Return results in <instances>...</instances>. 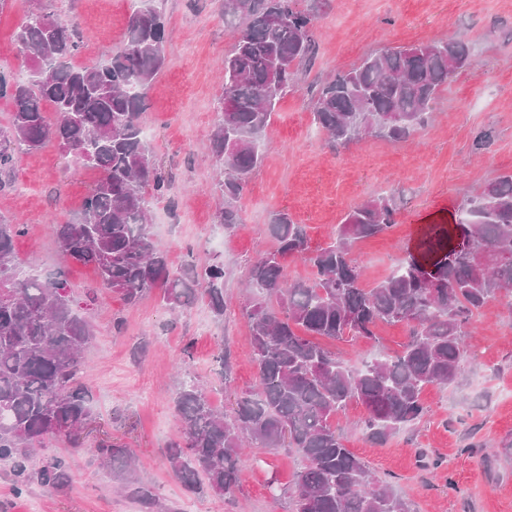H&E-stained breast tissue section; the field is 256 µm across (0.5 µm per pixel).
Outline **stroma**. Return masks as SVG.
I'll return each instance as SVG.
<instances>
[{
  "instance_id": "obj_1",
  "label": "stroma",
  "mask_w": 512,
  "mask_h": 512,
  "mask_svg": "<svg viewBox=\"0 0 512 512\" xmlns=\"http://www.w3.org/2000/svg\"><path fill=\"white\" fill-rule=\"evenodd\" d=\"M223 0H159L167 19L164 67L147 90L146 136L172 178V201L152 206L156 246L174 266L188 255L204 259L213 248L216 187L211 135L221 94L218 67L234 43L224 25ZM76 22L88 65L120 46L130 0H7L0 8V70L25 63L15 33L34 6ZM318 50L304 66L297 91L278 105L267 131L266 156L239 202L243 224L222 233L223 319L196 302L174 314L150 295L137 305L100 288L92 267L67 263L53 243L52 220L76 214L98 179L91 168L67 167L48 146L19 157L0 188V218L26 225L16 240L21 259L53 274L65 271L71 293L92 319L96 336L83 353L96 424L85 445L66 450L71 480L62 489L32 487L15 494L0 464V512H147L133 495L150 484L165 512H292L300 456L291 448H255L240 472L233 499L185 491L165 450L179 430L173 399L195 378L214 405L230 409L235 393L251 389L257 368L242 308L249 261L273 250L266 226L288 210L304 224L310 248L332 242L357 204L396 193L393 228L355 243L352 256L365 285L385 277L413 249L421 227L451 224L465 195L512 171V0H326L317 22ZM469 39L474 69L456 76L434 105L429 125L405 142L372 136L331 147L313 120L311 91L366 54L390 45ZM490 143L478 148L476 135ZM373 341H333L329 347L351 367L397 354L407 339L402 324H382ZM472 356L454 384L423 394L427 413L386 445L363 434L364 407L350 403L334 424L347 448L380 477L390 478L414 512H512V309L493 301L468 328ZM231 356L230 383L217 376L213 356ZM109 440L130 448L135 470L117 477L103 468L94 445ZM438 468L420 466V458Z\"/></svg>"
}]
</instances>
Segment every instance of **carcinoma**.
<instances>
[{
  "label": "carcinoma",
  "instance_id": "obj_1",
  "mask_svg": "<svg viewBox=\"0 0 512 512\" xmlns=\"http://www.w3.org/2000/svg\"><path fill=\"white\" fill-rule=\"evenodd\" d=\"M316 19L295 0H224V24L236 39L224 55L212 151L224 175L217 225L226 232L242 223L239 201L262 165L276 106L316 54ZM165 28L159 9L139 7L107 61L77 65L76 26L30 12L16 41L33 78L0 75V98L13 105L11 125L0 129V175L19 154L50 141L67 163L97 170L80 211L50 225L62 258L93 265L100 287L128 304L159 288L169 311L201 299L221 319L223 256L175 268L153 240L151 203L169 196L170 181L143 119L146 91L165 62ZM472 68V48L462 38L388 47L324 83L313 118L334 145L362 136L405 141L428 125L448 82ZM397 210L393 192L366 200L346 213L335 241L313 252L304 225L286 211L273 215L268 231L277 247L245 272L256 386L236 397L231 416L192 378L174 399L180 427L166 459L187 490L233 495L248 442L293 448L302 457L293 512H412L391 481L346 448L333 419L350 402L361 403L368 441L384 445L426 414L425 387L456 381L470 359L466 325L491 300L512 306V172L464 197L453 227L428 225L416 253L365 288L353 245L386 233ZM25 233V225L0 220V463L10 466L19 494L33 484L66 485V458L44 454L36 465L35 454L50 439L77 447L96 419L81 360L95 327L61 274L19 259L15 239ZM457 238L471 242V254L458 252ZM287 257L304 261L311 277L289 279ZM380 323L406 325L408 340L394 357L363 369L346 366L319 342L372 341ZM94 453L114 470H129L128 448L103 440Z\"/></svg>",
  "mask_w": 512,
  "mask_h": 512
}]
</instances>
